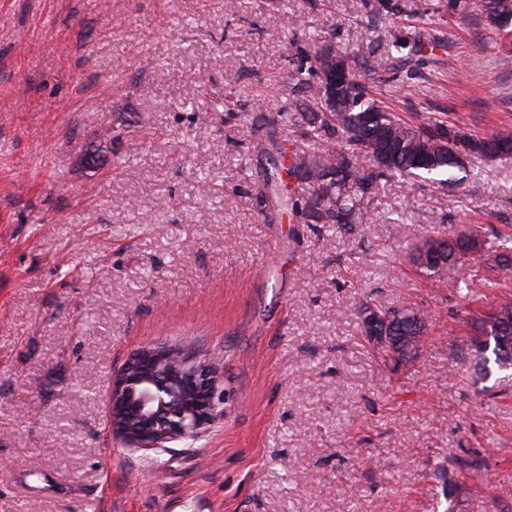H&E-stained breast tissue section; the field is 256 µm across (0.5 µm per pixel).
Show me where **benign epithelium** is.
Wrapping results in <instances>:
<instances>
[{"instance_id":"benign-epithelium-1","label":"benign epithelium","mask_w":512,"mask_h":512,"mask_svg":"<svg viewBox=\"0 0 512 512\" xmlns=\"http://www.w3.org/2000/svg\"><path fill=\"white\" fill-rule=\"evenodd\" d=\"M348 69L320 71L336 88ZM223 370L180 346L148 344L115 375L109 394L112 435L129 448L149 450L192 438L221 414Z\"/></svg>"}]
</instances>
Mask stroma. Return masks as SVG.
<instances>
[{"label": "stroma", "mask_w": 512, "mask_h": 512, "mask_svg": "<svg viewBox=\"0 0 512 512\" xmlns=\"http://www.w3.org/2000/svg\"><path fill=\"white\" fill-rule=\"evenodd\" d=\"M101 2L0 0V512H512V378L469 346L512 276L409 260L425 229L512 236V153L381 177L347 231L273 206L263 150L303 131L273 133L276 87L317 82L323 42L353 73L416 60L367 88L409 123L512 127V34L478 0ZM364 303L427 314L414 364ZM146 344L223 367L225 402L139 451L107 397Z\"/></svg>", "instance_id": "35a3bbf8"}]
</instances>
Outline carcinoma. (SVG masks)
<instances>
[{"label":"carcinoma","mask_w":512,"mask_h":512,"mask_svg":"<svg viewBox=\"0 0 512 512\" xmlns=\"http://www.w3.org/2000/svg\"><path fill=\"white\" fill-rule=\"evenodd\" d=\"M486 18L501 28L512 23V0H481ZM307 89L309 99L319 105L311 113L305 131L292 150L293 161L275 160L267 181L274 184L279 206L288 210L289 200L283 193L284 176H301L308 185L304 214L314 224L351 227L362 219L361 202L375 190L379 176L399 173L421 177L434 175L441 182L453 184V170L465 169V157L472 154L493 157L512 151V128H500L486 137H475L460 129L443 128L433 123L418 126L402 122L376 103H364L365 84L352 75L336 89L339 100L331 107L322 89L294 75L283 91ZM466 260L485 258L497 269L512 274V239L488 241L481 235L464 230L449 240L427 230L421 233L410 252L417 268L437 273L458 265L461 254ZM389 316L387 335L422 338L426 316L412 310H379ZM476 331L471 347L477 353L475 373L489 377L493 370L512 369V359L503 358V345L512 343V302H503L490 311L471 318Z\"/></svg>","instance_id":"1"}]
</instances>
